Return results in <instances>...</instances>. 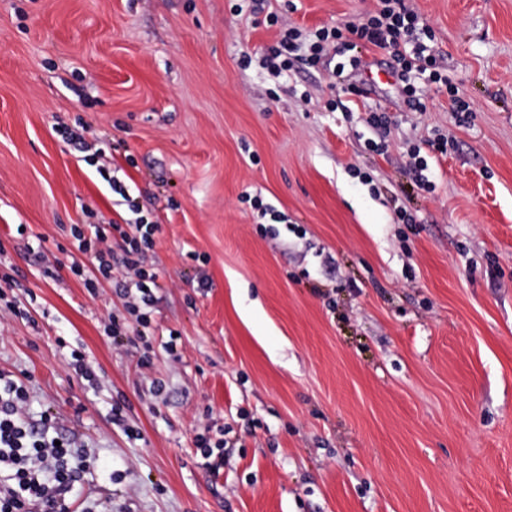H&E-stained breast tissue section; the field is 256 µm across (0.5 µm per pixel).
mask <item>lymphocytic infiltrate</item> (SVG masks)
Wrapping results in <instances>:
<instances>
[{
  "label": "lymphocytic infiltrate",
  "instance_id": "1",
  "mask_svg": "<svg viewBox=\"0 0 512 512\" xmlns=\"http://www.w3.org/2000/svg\"><path fill=\"white\" fill-rule=\"evenodd\" d=\"M431 28L405 0H377L374 13L344 27H323L306 34L295 27L284 29L276 46L262 60L273 76L296 61L315 66L332 45L344 50L375 47L391 49L395 64L392 74L410 110H422L414 78L449 86L447 76L436 68L437 48ZM98 173L107 178L113 191L124 197L130 218L105 224L70 227L79 254L70 269L83 281L90 294L100 282H112L123 299L122 310L109 313L104 332L113 344L136 342L139 366L152 367L150 330L154 315L159 274L153 266L154 236L160 225L144 214L127 186L110 177L107 167ZM27 389L21 379L0 372V512H71L70 493L82 474L95 462L80 449L76 438L57 435L54 418L44 413L39 422L24 417Z\"/></svg>",
  "mask_w": 512,
  "mask_h": 512
}]
</instances>
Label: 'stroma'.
<instances>
[{"label": "stroma", "mask_w": 512, "mask_h": 512, "mask_svg": "<svg viewBox=\"0 0 512 512\" xmlns=\"http://www.w3.org/2000/svg\"><path fill=\"white\" fill-rule=\"evenodd\" d=\"M295 3L0 0V290L34 316L0 317V371L24 376L29 420L51 411L96 458L76 512H512V0H407L458 90L417 79L420 112L384 49L337 80L244 65L283 28L376 8ZM80 124L161 224L150 375L168 387L152 401L138 350L104 332L112 283L93 297L69 269L70 225L127 211L62 137ZM70 347L98 385L69 374ZM120 393L139 439L109 420ZM208 424L236 442L217 474L194 444Z\"/></svg>", "instance_id": "35a3bbf8"}]
</instances>
